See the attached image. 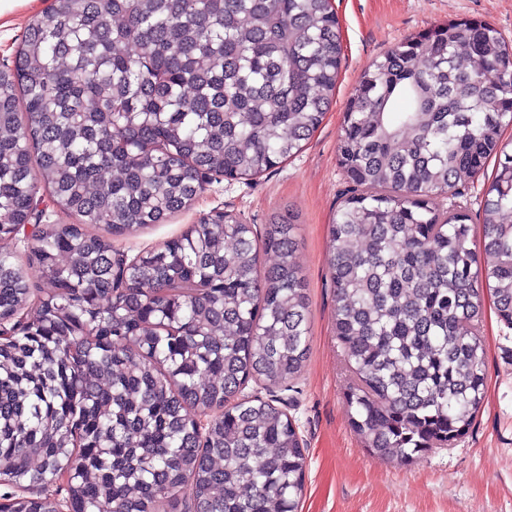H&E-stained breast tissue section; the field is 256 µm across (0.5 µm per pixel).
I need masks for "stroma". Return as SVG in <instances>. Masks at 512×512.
Returning <instances> with one entry per match:
<instances>
[{
    "mask_svg": "<svg viewBox=\"0 0 512 512\" xmlns=\"http://www.w3.org/2000/svg\"><path fill=\"white\" fill-rule=\"evenodd\" d=\"M54 0H23L0 28V68L12 66L33 17ZM342 61L336 93L301 153L254 179H213L190 210L117 240L128 256L179 236L200 216L228 211L265 232L271 218L298 217L296 260L307 281L310 354L293 389L276 397L307 446L299 512H512V329L484 304L485 399L468 434L409 466L379 458L350 427L344 399L352 378L334 330L326 248L348 182L337 162L346 102L361 71L406 37L456 18L490 22L512 42V0H332Z\"/></svg>",
    "mask_w": 512,
    "mask_h": 512,
    "instance_id": "obj_1",
    "label": "stroma"
}]
</instances>
